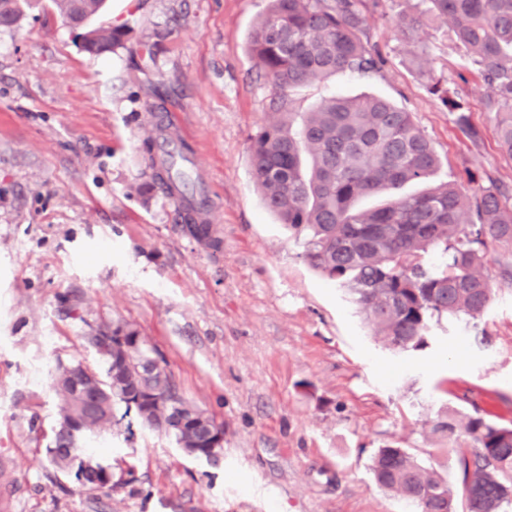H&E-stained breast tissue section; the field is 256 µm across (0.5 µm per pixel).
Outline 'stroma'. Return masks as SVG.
I'll return each mask as SVG.
<instances>
[{
	"label": "stroma",
	"instance_id": "obj_1",
	"mask_svg": "<svg viewBox=\"0 0 512 512\" xmlns=\"http://www.w3.org/2000/svg\"><path fill=\"white\" fill-rule=\"evenodd\" d=\"M267 0H107L93 26H124L95 56L79 28L36 0L0 29V512H410L373 481L384 442L460 475L429 428L440 409L478 407L512 424V254L489 250L493 286L474 329L442 322L421 351L378 342L343 290L301 258L262 205L250 137L272 88L247 51ZM415 0H368L377 71L292 90L307 112L331 95H380L411 112L440 159L430 184L512 187L481 77L435 22L404 35ZM461 97L471 142L429 91ZM193 150L224 240L186 236L175 205L148 190L141 151L159 112ZM134 325L166 360L180 394L224 426L218 461L185 454L134 417L79 442L112 463L90 490L45 463L59 422L57 363L99 372L93 328Z\"/></svg>",
	"mask_w": 512,
	"mask_h": 512
}]
</instances>
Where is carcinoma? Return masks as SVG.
Instances as JSON below:
<instances>
[{
	"label": "carcinoma",
	"mask_w": 512,
	"mask_h": 512,
	"mask_svg": "<svg viewBox=\"0 0 512 512\" xmlns=\"http://www.w3.org/2000/svg\"><path fill=\"white\" fill-rule=\"evenodd\" d=\"M69 23L85 24L106 0H52ZM420 14L400 26L412 31L428 18L447 26L448 39L470 53L496 113L495 136L512 163V0H421ZM30 0H0V28L14 27ZM364 0H268L248 35V52L271 84L272 113L250 137V166L263 206L301 242L303 260L343 288L388 349L423 350L443 319L470 323L487 310L492 288L484 273L488 248L512 253V194L494 187L468 194L443 184L421 195L398 196L389 205L359 211L354 201L399 190L430 176L439 165L412 113L373 96H330L295 122L287 92L338 73H368L380 58L367 38ZM82 49L99 55L121 45L123 27H86ZM455 123L471 141L481 138L466 109L454 104ZM164 129L143 141L151 170L149 187L177 205L182 231L201 248L223 244L220 229L183 188L190 152L182 143L157 160ZM126 336L125 347L100 354L105 374L87 377L97 391L94 407L75 389L80 363L56 365L52 388L60 420L47 461L74 474L89 489L105 487L112 467L81 457L64 421L79 420L82 434L112 425L116 412H135L144 426L171 436L187 452L205 447L213 416L183 398L165 360L129 323L109 326ZM431 435L457 451L460 486L396 441L379 446L370 470L376 485L395 493L415 512H512V426L479 410L442 409Z\"/></svg>",
	"instance_id": "carcinoma-1"
}]
</instances>
